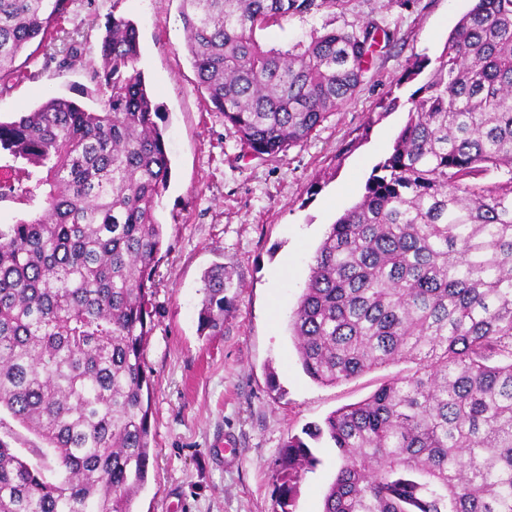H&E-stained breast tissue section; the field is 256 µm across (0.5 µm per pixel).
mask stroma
Segmentation results:
<instances>
[{
	"instance_id": "35a3bbf8",
	"label": "stroma",
	"mask_w": 512,
	"mask_h": 512,
	"mask_svg": "<svg viewBox=\"0 0 512 512\" xmlns=\"http://www.w3.org/2000/svg\"><path fill=\"white\" fill-rule=\"evenodd\" d=\"M178 0H72L65 30L88 35L83 58L59 69L42 50L0 82V119L52 94L99 105L87 72L111 13L140 34L136 64L165 128L172 176L155 217L163 246L155 267L154 327L144 364L154 381L151 465L135 512H274V473L284 442L340 407L368 398L401 362L323 386L298 360L288 321L330 225L356 204L373 168L392 151L419 80L416 60H436L472 0H348L344 9L292 17L257 31L267 46L305 38L312 28L372 19L394 37L378 46L354 97L302 145L277 158L245 155L221 113L207 110L185 47ZM399 108L383 111L390 98ZM316 194H309V187ZM233 273L224 331L199 329L202 275ZM316 466L298 483L293 512H323L341 459L328 440L313 443Z\"/></svg>"
}]
</instances>
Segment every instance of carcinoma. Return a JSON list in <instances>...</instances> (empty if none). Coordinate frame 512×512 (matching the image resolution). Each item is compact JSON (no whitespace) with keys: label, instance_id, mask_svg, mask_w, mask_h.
I'll return each mask as SVG.
<instances>
[{"label":"carcinoma","instance_id":"cac0c4a2","mask_svg":"<svg viewBox=\"0 0 512 512\" xmlns=\"http://www.w3.org/2000/svg\"><path fill=\"white\" fill-rule=\"evenodd\" d=\"M71 0H0V82L52 50ZM348 0H179L186 49L246 153L311 137L363 82L374 21L267 47L256 30ZM70 40L65 69L83 55ZM92 80L99 107L48 96L0 121V412L45 444L0 439V512H133L150 466L143 352L171 177L159 107L136 68L135 23L112 15ZM392 153L322 240L288 324L306 375L336 385L415 367L304 434L342 463L324 512H512V0H476L449 34ZM200 328L224 326V265L205 272ZM316 459L294 435L280 512Z\"/></svg>","mask_w":512,"mask_h":512}]
</instances>
